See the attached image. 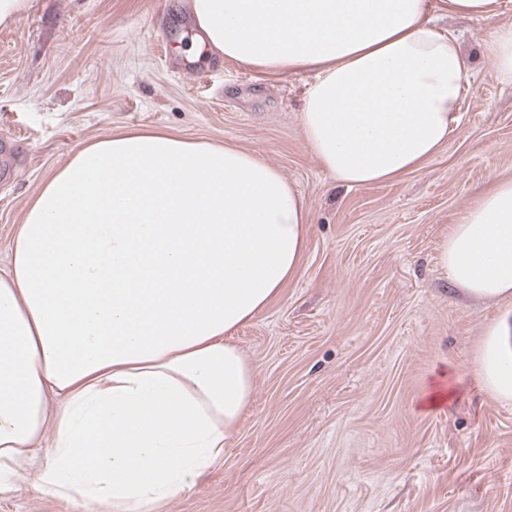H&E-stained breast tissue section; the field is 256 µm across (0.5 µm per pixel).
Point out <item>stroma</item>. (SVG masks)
I'll return each mask as SVG.
<instances>
[{"mask_svg": "<svg viewBox=\"0 0 512 512\" xmlns=\"http://www.w3.org/2000/svg\"><path fill=\"white\" fill-rule=\"evenodd\" d=\"M186 0H29L0 26V265L30 198L86 143L128 127L260 154L305 196L303 263L237 331L253 399L224 459L162 512H512V406L474 364L503 303L464 296L441 239L491 175L512 177V84L484 21L456 19L469 61L459 124L397 181L349 189L308 150L311 75L268 79L170 38ZM190 58L196 71L173 69ZM454 397L425 407L435 383ZM0 512H91L28 474Z\"/></svg>", "mask_w": 512, "mask_h": 512, "instance_id": "stroma-1", "label": "stroma"}]
</instances>
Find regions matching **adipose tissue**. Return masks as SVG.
I'll return each instance as SVG.
<instances>
[{"mask_svg": "<svg viewBox=\"0 0 512 512\" xmlns=\"http://www.w3.org/2000/svg\"><path fill=\"white\" fill-rule=\"evenodd\" d=\"M189 8L196 49L271 77L312 73L303 136L349 187L426 166L457 126L468 69L437 16L484 20L512 82L501 0ZM308 224L304 196L255 152L134 127L72 154L0 270V488L32 469L59 497L153 512L221 462L255 382L231 336L295 278ZM439 262L470 298H512V179L492 178L456 218ZM475 374L512 405V308L486 329Z\"/></svg>", "mask_w": 512, "mask_h": 512, "instance_id": "ef3b65f1", "label": "adipose tissue"}]
</instances>
